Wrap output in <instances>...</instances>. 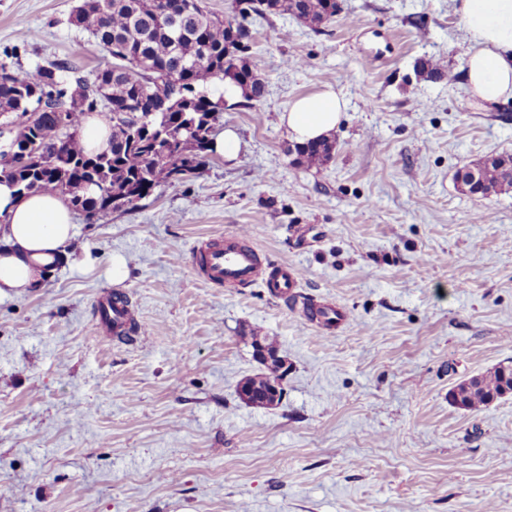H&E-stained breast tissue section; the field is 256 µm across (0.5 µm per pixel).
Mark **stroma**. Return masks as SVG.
I'll list each match as a JSON object with an SVG mask.
<instances>
[{"label": "stroma", "mask_w": 512, "mask_h": 512, "mask_svg": "<svg viewBox=\"0 0 512 512\" xmlns=\"http://www.w3.org/2000/svg\"><path fill=\"white\" fill-rule=\"evenodd\" d=\"M82 0H0V64L108 56ZM266 91L220 114L237 158L98 222L75 261L0 298V512H512V394L477 412L460 381L512 362V192L456 175L512 155V99L466 104L469 43L453 0H340L318 29L253 18ZM444 76L417 70L427 60ZM332 86L347 101L324 167L294 161L280 117ZM243 233L348 313L320 330L265 289L201 278L196 247ZM128 276L114 283L112 259ZM146 332L92 336L99 294ZM286 373L278 408L242 402L252 331Z\"/></svg>", "instance_id": "35a3bbf8"}]
</instances>
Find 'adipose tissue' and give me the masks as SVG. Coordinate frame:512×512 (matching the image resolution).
I'll list each match as a JSON object with an SVG mask.
<instances>
[{
  "instance_id": "obj_1",
  "label": "adipose tissue",
  "mask_w": 512,
  "mask_h": 512,
  "mask_svg": "<svg viewBox=\"0 0 512 512\" xmlns=\"http://www.w3.org/2000/svg\"><path fill=\"white\" fill-rule=\"evenodd\" d=\"M471 48L467 93L481 103L512 98V0H453ZM346 101L333 88L296 99L281 116L292 141L330 136ZM72 209L58 193L14 195L0 184V297L38 290L51 267L72 257Z\"/></svg>"
}]
</instances>
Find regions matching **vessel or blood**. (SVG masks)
Listing matches in <instances>:
<instances>
[{"label": "vessel or blood", "instance_id": "obj_1", "mask_svg": "<svg viewBox=\"0 0 512 512\" xmlns=\"http://www.w3.org/2000/svg\"><path fill=\"white\" fill-rule=\"evenodd\" d=\"M195 263L200 273L216 285L226 283L249 287L257 284L276 300L297 301L301 298L298 269L288 264L264 261L240 233L196 249ZM98 308L94 328L96 337L118 335L137 323L130 305L114 299L112 294L100 295Z\"/></svg>", "mask_w": 512, "mask_h": 512}]
</instances>
